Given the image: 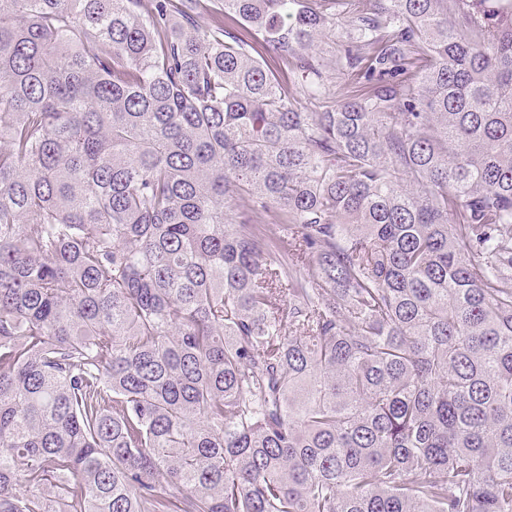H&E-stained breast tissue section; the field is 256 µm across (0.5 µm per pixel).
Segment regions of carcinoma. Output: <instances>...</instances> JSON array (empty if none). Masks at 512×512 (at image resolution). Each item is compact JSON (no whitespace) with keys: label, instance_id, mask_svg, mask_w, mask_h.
<instances>
[{"label":"carcinoma","instance_id":"carcinoma-1","mask_svg":"<svg viewBox=\"0 0 512 512\" xmlns=\"http://www.w3.org/2000/svg\"><path fill=\"white\" fill-rule=\"evenodd\" d=\"M0 512H512V0H0Z\"/></svg>","mask_w":512,"mask_h":512}]
</instances>
